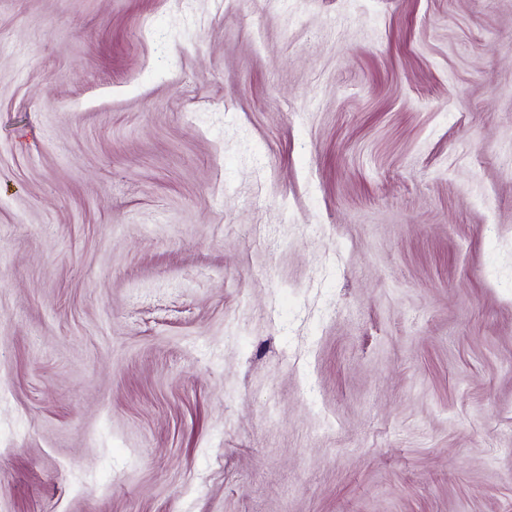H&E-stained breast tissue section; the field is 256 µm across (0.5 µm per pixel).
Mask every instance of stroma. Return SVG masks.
<instances>
[{
    "label": "stroma",
    "mask_w": 512,
    "mask_h": 512,
    "mask_svg": "<svg viewBox=\"0 0 512 512\" xmlns=\"http://www.w3.org/2000/svg\"><path fill=\"white\" fill-rule=\"evenodd\" d=\"M0 512H512V0H0Z\"/></svg>",
    "instance_id": "1"
}]
</instances>
